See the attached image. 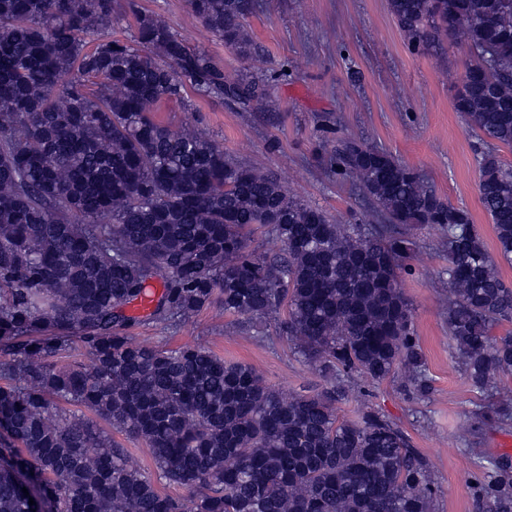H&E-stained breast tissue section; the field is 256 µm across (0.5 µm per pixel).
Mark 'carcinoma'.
Listing matches in <instances>:
<instances>
[{
	"label": "carcinoma",
	"instance_id": "1",
	"mask_svg": "<svg viewBox=\"0 0 512 512\" xmlns=\"http://www.w3.org/2000/svg\"><path fill=\"white\" fill-rule=\"evenodd\" d=\"M240 55L256 0H188ZM414 48L472 50L453 106L484 144L479 201L493 256L470 214L385 151L354 140L331 158L386 223L334 224L272 172L240 166L192 127L153 112L197 93L250 103L252 74L229 80L157 14L132 41L110 37L115 0H0V512H434L427 460L379 413L338 415L352 380L401 375L424 393L411 305L398 287L411 230L448 235V337L487 413L512 422V0H388ZM271 231L283 253L250 248ZM161 291L154 292L155 286ZM165 326L216 303L246 320L280 312L279 332L326 382L285 395L202 344L138 342L130 306ZM91 365L64 364L74 344ZM84 408L151 449L139 467ZM479 483L512 512V466ZM178 486L175 497L159 485ZM28 493H23L22 489ZM36 505H29V499Z\"/></svg>",
	"mask_w": 512,
	"mask_h": 512
}]
</instances>
